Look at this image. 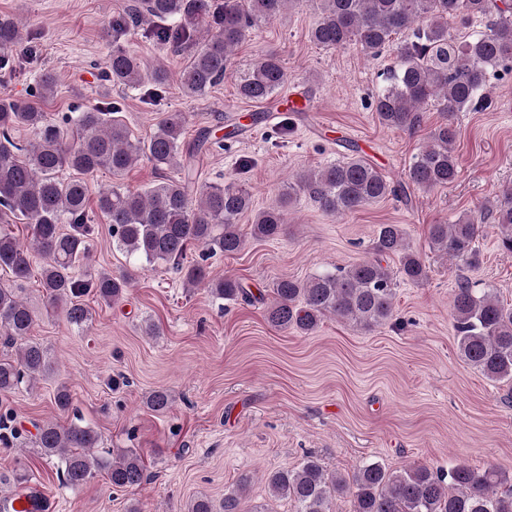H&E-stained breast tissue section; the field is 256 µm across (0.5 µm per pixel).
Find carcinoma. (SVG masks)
I'll list each match as a JSON object with an SVG mask.
<instances>
[{"label":"carcinoma","mask_w":512,"mask_h":512,"mask_svg":"<svg viewBox=\"0 0 512 512\" xmlns=\"http://www.w3.org/2000/svg\"><path fill=\"white\" fill-rule=\"evenodd\" d=\"M293 0H136L128 12L108 25L112 50L100 81L108 93L114 88L136 89L149 82L154 89L167 82L165 70L142 73L137 55L120 43V34L143 22L162 23L155 36L167 49L182 50L195 45L181 73L183 93L205 94L231 66L232 56L246 33L283 14ZM319 0V19L310 40L325 49L344 48L352 43L369 57L393 47L395 61L384 74L382 86L373 97L380 124L391 129H412L421 120L419 108L437 101L445 121L430 134L429 143L414 157L409 181L424 190L452 183L458 173L454 153V119L460 112L488 106L484 95L490 69L512 70V0ZM462 25L485 19V30L459 40L448 29V19ZM22 40L20 24L0 17V62ZM281 58L269 53L238 77L239 97L262 102L285 83ZM54 76L46 72L35 85L43 98L54 95ZM120 103L104 107L76 106L62 117L72 129L64 135L61 125L50 120L25 100L0 99V220L12 217L31 230L23 244L8 226L0 227V270L22 281L31 276L37 258L45 259L40 285L47 308L60 311L79 329L91 319L81 297L92 293L110 304L128 290L132 276L112 274L90 267L88 223L89 189L83 176L108 170L121 176L140 159L155 169L180 167L184 177L166 179L143 191L120 187L97 195L98 210L112 225V241L129 256L149 265H169L180 274L187 288L200 285L220 300L251 301L254 294L231 276L211 277L201 265L183 266L192 246L204 253L230 255L245 244L238 219L252 209L251 195L229 184H209L196 191L198 205L192 206V177L183 157L181 138L186 116L171 112L147 140L131 137L126 124L116 117ZM28 129L33 137L22 147L13 132ZM71 169L78 176L63 179L59 173ZM402 185L388 181L362 156L337 162L303 174L288 183L281 198L255 213L251 236L275 240L284 231V206L303 193L327 215L353 212L365 205L399 197ZM499 231L503 249L512 253V188L504 190L488 207ZM69 225L64 231L61 225ZM481 225L469 217L454 224H432L428 236L434 251L470 264L478 261L476 240ZM400 258L398 273L413 284L428 279L424 261L411 250L399 224H382L374 239L370 259L333 271H322L304 281L283 278L271 290L268 322L280 329L311 334L327 315L367 331L383 324L393 314L395 277L385 265ZM85 268L79 278L73 270ZM454 327L458 352L467 364L488 379L512 382V307L491 290H478L458 281L453 297ZM35 313L14 288L0 287V338L16 349V357H0V396L19 387L34 389L50 371L49 349L32 338ZM145 404L166 412L171 393L158 388ZM101 436L79 421L62 424L46 421L37 427L35 447L56 467L59 481L68 487L83 485L103 475L115 489L139 486L146 478L141 455L128 450L114 457L94 453ZM252 482L239 475L236 486L224 492L215 504L206 495L193 498L188 512H247L245 492ZM270 497L291 500L295 512H333L336 498L350 493L351 512H512V487L501 472L488 467L476 470L465 463L448 467V473L426 466L393 470L380 461H364L351 475L330 473L313 455L292 469L267 474Z\"/></svg>","instance_id":"obj_1"}]
</instances>
